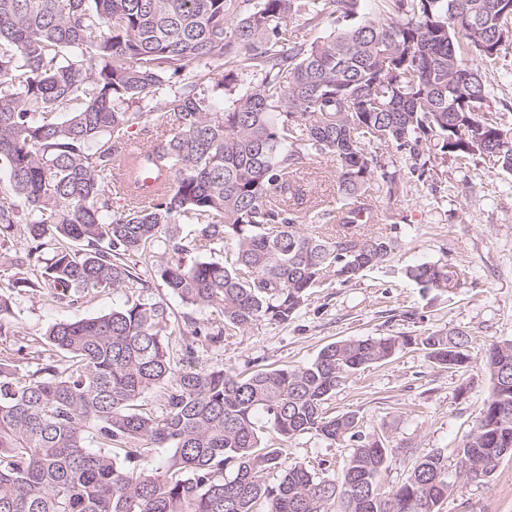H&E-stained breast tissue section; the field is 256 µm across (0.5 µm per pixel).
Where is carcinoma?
<instances>
[{"label": "carcinoma", "mask_w": 512, "mask_h": 512, "mask_svg": "<svg viewBox=\"0 0 512 512\" xmlns=\"http://www.w3.org/2000/svg\"><path fill=\"white\" fill-rule=\"evenodd\" d=\"M377 2L362 14L361 0H0V234L21 226L26 241L0 240V337L16 335L14 296L28 288L61 303L149 287L133 257L201 313L178 318L141 295L0 348V512H439L440 451L388 495L379 477L396 449L376 438L359 439L337 477L298 463L269 487L260 473L283 449L264 434L356 438L354 414L325 408L349 376L407 348L462 371L464 333L340 340L309 365L246 375L194 364L224 329L286 322L326 279L388 258L390 236L346 232L374 219L372 188L408 194L377 148L512 172L488 78L512 46V0ZM300 21L328 33L301 41ZM156 112L164 128L122 154ZM318 160L340 170L344 204L304 214L288 202ZM162 173L168 184L132 200ZM463 275L408 270L441 291ZM28 347L40 367L25 374ZM483 362L491 393L456 453L472 482L512 457V341ZM154 390L160 413L141 411ZM160 448L162 465L145 468Z\"/></svg>", "instance_id": "1"}]
</instances>
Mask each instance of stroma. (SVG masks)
Masks as SVG:
<instances>
[{
    "mask_svg": "<svg viewBox=\"0 0 512 512\" xmlns=\"http://www.w3.org/2000/svg\"><path fill=\"white\" fill-rule=\"evenodd\" d=\"M383 153L410 184L406 196L372 198L379 219L364 230L397 236L388 260L348 283L329 278L288 322L263 319L245 330L225 331L221 342L199 348L197 361L208 369L247 374L308 365L325 345L352 337L468 334L474 359L468 370L438 367L423 351L408 348L350 376L327 404L330 413L355 414L362 436L410 449V456H396L381 475L383 489L391 492L406 481L416 458L437 449L455 456L491 392L480 364L484 349L512 341V175L434 154L421 177L395 149ZM337 178L333 163L312 164L301 186L304 205L336 208ZM422 262L460 265L468 275L449 292L423 288L407 275ZM132 294L129 288L99 292L60 305L29 291L15 299V322L20 337L33 339L57 321L110 312ZM353 448L349 440L297 436L285 442L281 464L264 471L262 480L278 484L298 462L314 467L323 461L330 474H340ZM448 485L440 512H512V459L486 483L466 480L451 461Z\"/></svg>",
    "mask_w": 512,
    "mask_h": 512,
    "instance_id": "obj_1",
    "label": "stroma"
}]
</instances>
